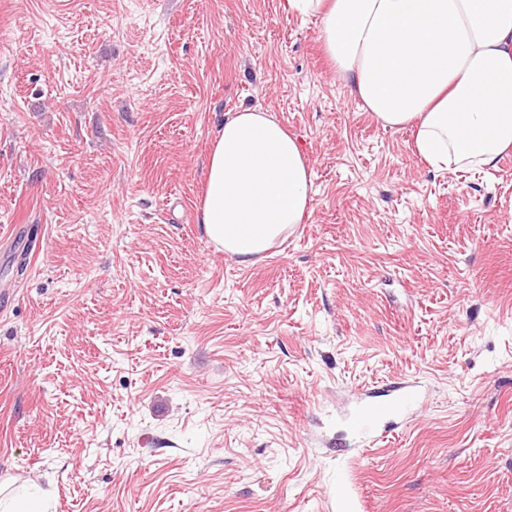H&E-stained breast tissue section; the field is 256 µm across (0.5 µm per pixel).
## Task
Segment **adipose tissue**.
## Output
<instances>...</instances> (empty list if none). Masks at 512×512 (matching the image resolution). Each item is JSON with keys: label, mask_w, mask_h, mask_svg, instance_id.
Instances as JSON below:
<instances>
[{"label": "adipose tissue", "mask_w": 512, "mask_h": 512, "mask_svg": "<svg viewBox=\"0 0 512 512\" xmlns=\"http://www.w3.org/2000/svg\"><path fill=\"white\" fill-rule=\"evenodd\" d=\"M319 17L337 77L384 127H416L436 170L495 167L512 149V0H286ZM311 169L272 113H228L207 158L200 222L218 249L250 266L302 223Z\"/></svg>", "instance_id": "ef3b65f1"}]
</instances>
